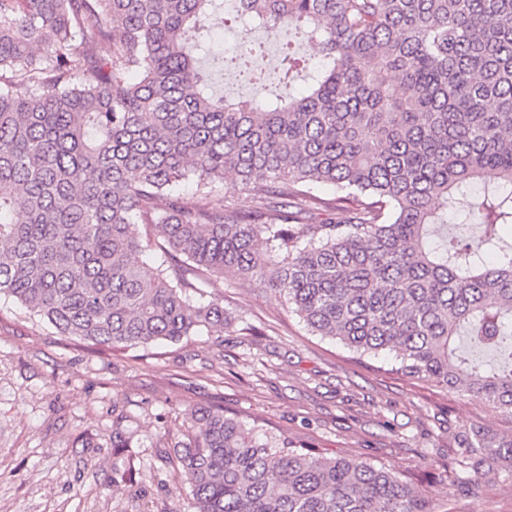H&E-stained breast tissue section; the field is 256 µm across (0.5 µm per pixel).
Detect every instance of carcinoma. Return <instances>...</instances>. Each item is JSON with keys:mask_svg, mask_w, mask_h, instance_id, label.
I'll list each match as a JSON object with an SVG mask.
<instances>
[{"mask_svg": "<svg viewBox=\"0 0 512 512\" xmlns=\"http://www.w3.org/2000/svg\"><path fill=\"white\" fill-rule=\"evenodd\" d=\"M216 2L0 0V295L126 350L230 327L199 297L228 276L512 411V0H238L317 47L306 93L274 100L214 91L198 46ZM258 53L214 59L255 80ZM228 173L251 209L211 204ZM191 420L175 448L193 512H436L414 473L221 406ZM475 459L512 471V432L473 429L455 479Z\"/></svg>", "mask_w": 512, "mask_h": 512, "instance_id": "cac0c4a2", "label": "carcinoma"}]
</instances>
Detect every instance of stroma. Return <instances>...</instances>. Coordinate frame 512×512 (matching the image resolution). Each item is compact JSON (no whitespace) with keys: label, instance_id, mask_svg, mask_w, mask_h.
Instances as JSON below:
<instances>
[{"label":"stroma","instance_id":"1","mask_svg":"<svg viewBox=\"0 0 512 512\" xmlns=\"http://www.w3.org/2000/svg\"><path fill=\"white\" fill-rule=\"evenodd\" d=\"M291 52L300 61L292 82L279 79L275 44L262 63L265 85L230 78L225 92L245 99L301 91L317 56L298 37ZM203 292L223 297L233 327L125 352L61 336L0 296V512H192L175 487L170 439L190 411L210 406L329 457L416 470L437 510L512 512V477L479 465L465 482L452 481L461 439L477 426L511 431L512 412L397 375L395 353L360 356L311 334L274 291L227 278ZM116 429L133 433L134 447H113ZM128 468L134 482L114 483Z\"/></svg>","mask_w":512,"mask_h":512}]
</instances>
